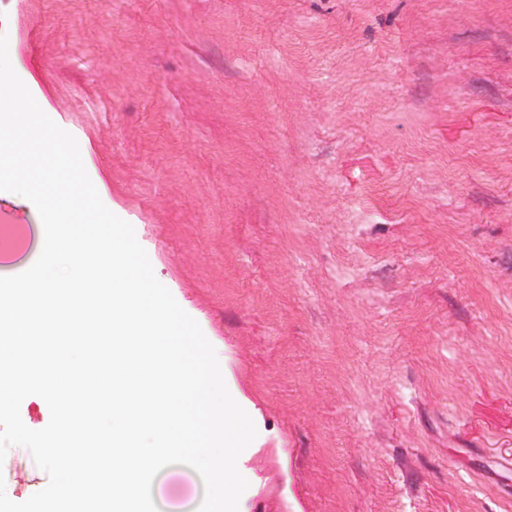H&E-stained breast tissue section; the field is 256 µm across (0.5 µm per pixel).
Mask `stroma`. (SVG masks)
<instances>
[{
  "label": "stroma",
  "instance_id": "35a3bbf8",
  "mask_svg": "<svg viewBox=\"0 0 512 512\" xmlns=\"http://www.w3.org/2000/svg\"><path fill=\"white\" fill-rule=\"evenodd\" d=\"M2 32L257 428L238 512H512V0H0ZM0 211L11 276L41 218ZM0 477L49 482L20 446Z\"/></svg>",
  "mask_w": 512,
  "mask_h": 512
}]
</instances>
